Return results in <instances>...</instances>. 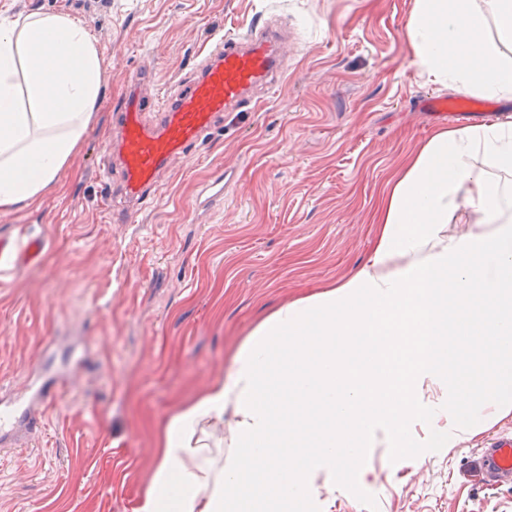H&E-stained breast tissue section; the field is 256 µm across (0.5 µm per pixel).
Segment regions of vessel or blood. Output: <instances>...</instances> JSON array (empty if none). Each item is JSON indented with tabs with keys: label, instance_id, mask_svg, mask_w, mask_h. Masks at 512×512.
Masks as SVG:
<instances>
[{
	"label": "vessel or blood",
	"instance_id": "vessel-or-blood-1",
	"mask_svg": "<svg viewBox=\"0 0 512 512\" xmlns=\"http://www.w3.org/2000/svg\"><path fill=\"white\" fill-rule=\"evenodd\" d=\"M286 39L268 27L252 26L246 34L220 38L204 53L190 79L177 84L157 104L149 105L137 82H129L112 113L113 162L104 169L111 176L113 194L120 202L112 208V220L128 224L133 212L154 196L160 177L179 158L194 150L217 129L226 112H242L255 106L257 89L271 88L283 75ZM423 112L486 117L489 104L460 95L452 99L430 97L418 102ZM44 248L38 238L0 241V255L12 252L16 262L36 261ZM60 383L32 389L14 411H0V444L17 439L19 430L35 433L41 421L33 407L48 408L58 397ZM485 484L512 477V438L495 437L480 451Z\"/></svg>",
	"mask_w": 512,
	"mask_h": 512
}]
</instances>
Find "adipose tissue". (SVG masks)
Returning a JSON list of instances; mask_svg holds the SVG:
<instances>
[{
	"instance_id": "1",
	"label": "adipose tissue",
	"mask_w": 512,
	"mask_h": 512,
	"mask_svg": "<svg viewBox=\"0 0 512 512\" xmlns=\"http://www.w3.org/2000/svg\"><path fill=\"white\" fill-rule=\"evenodd\" d=\"M414 64L512 99V0H415ZM102 60L68 14L0 21V212L38 201L80 146ZM349 276L281 307L230 378L176 414L138 512H303L376 443L415 456V425L454 443L512 412V120L442 126L378 207Z\"/></svg>"
}]
</instances>
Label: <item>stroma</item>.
I'll list each match as a JSON object with an SVG mask.
<instances>
[{
  "instance_id": "35a3bbf8",
  "label": "stroma",
  "mask_w": 512,
  "mask_h": 512,
  "mask_svg": "<svg viewBox=\"0 0 512 512\" xmlns=\"http://www.w3.org/2000/svg\"><path fill=\"white\" fill-rule=\"evenodd\" d=\"M414 0H0V18L60 11L100 50L103 93L84 142L37 203L0 212V238H41L32 264L0 271V395L32 369L87 361L42 417L0 450V512H138L172 415L234 359L254 328L365 262L373 214L406 155L451 117L418 111L455 91L412 62ZM295 36L287 71L256 109L179 162L134 223L113 224L98 168L113 102L142 79L149 100L189 78L219 37L255 21ZM227 176L224 200L201 185ZM487 434L401 463L370 448L360 473L311 512H512V484L477 475Z\"/></svg>"
}]
</instances>
